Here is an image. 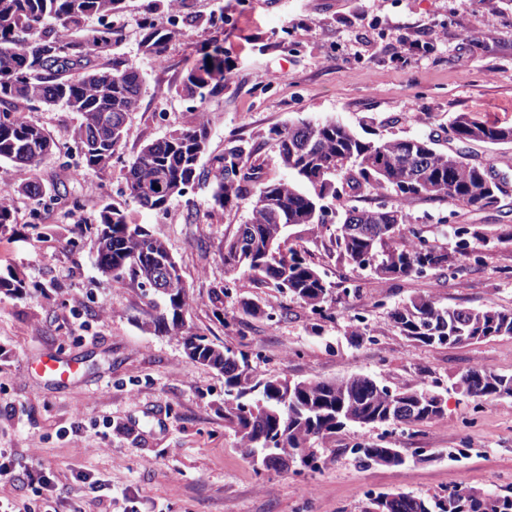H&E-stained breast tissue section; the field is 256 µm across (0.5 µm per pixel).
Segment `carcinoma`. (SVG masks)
I'll list each match as a JSON object with an SVG mask.
<instances>
[{
  "label": "carcinoma",
  "mask_w": 512,
  "mask_h": 512,
  "mask_svg": "<svg viewBox=\"0 0 512 512\" xmlns=\"http://www.w3.org/2000/svg\"><path fill=\"white\" fill-rule=\"evenodd\" d=\"M184 0H147L140 21L139 51L155 62L164 60L175 30L164 24L173 6ZM125 0H0V161L32 172L53 157L80 180L100 174L119 157L129 135L128 116L139 106L143 78L127 56L115 51L120 40L113 20L121 17ZM97 27L85 32L86 22ZM189 28L220 27L224 11L187 15ZM224 50L215 45L191 68L181 91L200 104L224 90ZM29 110L61 106L79 115L68 140L58 144L45 128L23 116ZM448 131L460 143L512 145V126L456 115ZM209 126L205 121L185 125L144 145L125 165L129 196L141 208L160 212L195 185L213 181V200L221 208L251 195L250 216L226 240L224 266L246 274L307 305L321 320L332 318L333 304L357 294L362 285H334L307 261L301 251L287 246L292 230L304 226L312 233L336 219V251L354 269L374 279H398L432 274L438 278L466 269L477 247L511 244L507 232L482 231L472 224L453 228V249L429 240L414 222L404 202L446 200L456 207H493L505 196L483 163L463 151L436 147L431 137L366 139L336 120H299L274 127L254 141L235 139L219 154L208 153ZM271 143L288 177L263 178L257 155ZM259 190H254L256 183ZM368 192L380 199L375 207L360 208L341 202ZM23 193L33 202H64L66 214L77 216L82 193L60 191L33 177L3 192ZM95 230L99 269L129 274L162 299L147 328L175 335L191 359L224 374V422L239 437L249 457L268 458L266 469L280 470L288 459L304 469L321 468L323 452L334 453L330 442L350 427H411L443 416V407L428 399L425 379L415 388L394 389L378 380L353 375L333 381L264 377L256 373L248 355L220 347L207 336L183 331L187 290L161 292L152 273L160 258L181 278L165 243L140 224L128 220L125 210L105 203L89 223ZM24 279L0 273V294L21 297ZM389 318L400 334L417 346L459 345L493 336H512V312L494 306L449 307L435 295H416L392 308ZM467 397H512V375L481 368L460 379ZM359 466L379 464L387 449L357 442L351 448ZM364 512H512V489L477 494L455 488L443 496L420 497L383 492L370 499Z\"/></svg>",
  "instance_id": "obj_1"
}]
</instances>
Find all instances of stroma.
<instances>
[{
	"mask_svg": "<svg viewBox=\"0 0 512 512\" xmlns=\"http://www.w3.org/2000/svg\"><path fill=\"white\" fill-rule=\"evenodd\" d=\"M145 4L126 0L119 46L143 74L139 107L120 162L94 179L86 215L114 202L163 239L190 293L186 331L246 352L258 374L366 375L397 389L422 378L443 394L446 413L399 436L388 427L339 432L335 453L315 472L257 471L224 424L223 374L192 361L179 337L145 330L150 297L130 276L99 270L92 233L57 211L32 228L30 201L19 194L15 222L0 233V271L15 269L30 288L18 298L0 294V448L16 472L42 464L54 488L76 499L74 473L91 470L104 490L85 512H363L372 491L512 488V397L480 400L456 388L475 367L512 374V336L417 346L388 316L432 292L450 306L512 310V245L482 249L481 262L441 282L430 275L368 282L319 322L287 296L226 273L224 243L247 221L249 200L222 209L200 184L157 214L129 198L123 171L146 143L202 118L213 154L301 119H333L361 134L430 136L444 150L453 146L448 125L458 113L510 124L512 0H186L190 12L223 10L224 25L179 29L161 68L138 50ZM213 44L233 61V75L196 113L181 83ZM406 207L418 219L444 211L453 224L512 226V195L485 209L421 199ZM331 235L301 228L291 244L330 281L358 279ZM222 287L219 320L210 294ZM244 298L261 314H245ZM357 316L367 334L354 343L345 330ZM46 354L76 364L77 375H38ZM361 440L401 449L405 465L359 468L349 449Z\"/></svg>",
	"mask_w": 512,
	"mask_h": 512,
	"instance_id": "35a3bbf8",
	"label": "stroma"
}]
</instances>
